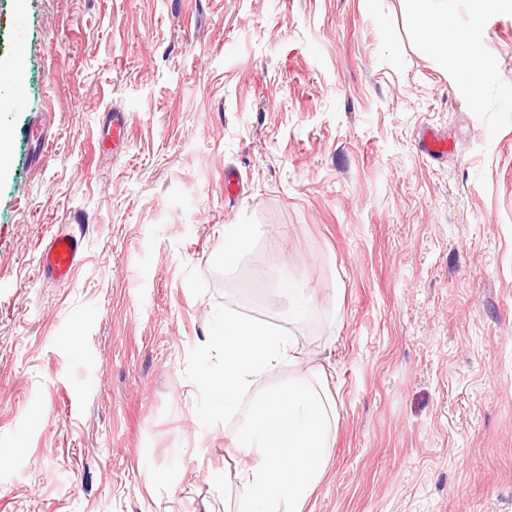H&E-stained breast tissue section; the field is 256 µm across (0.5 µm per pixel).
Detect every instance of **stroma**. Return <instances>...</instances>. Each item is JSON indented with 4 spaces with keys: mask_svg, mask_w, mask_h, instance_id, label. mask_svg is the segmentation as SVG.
Wrapping results in <instances>:
<instances>
[{
    "mask_svg": "<svg viewBox=\"0 0 512 512\" xmlns=\"http://www.w3.org/2000/svg\"><path fill=\"white\" fill-rule=\"evenodd\" d=\"M476 10L475 97L410 0H0V512L233 507L216 331L281 324L285 272L339 413L309 512H512V6ZM228 224L254 228L229 261ZM130 122L127 112L120 110H108L102 124L103 144L106 149L112 152L123 147L125 135ZM421 149L429 157L441 158L448 155L451 147L448 137L434 130H426L421 138ZM83 238L72 228L59 231L41 251L40 266L45 276L57 283L65 282L77 267Z\"/></svg>",
    "mask_w": 512,
    "mask_h": 512,
    "instance_id": "stroma-1",
    "label": "stroma"
}]
</instances>
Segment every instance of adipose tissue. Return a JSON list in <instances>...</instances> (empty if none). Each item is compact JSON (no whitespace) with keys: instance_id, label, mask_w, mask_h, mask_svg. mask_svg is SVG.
Segmentation results:
<instances>
[{"instance_id":"adipose-tissue-1","label":"adipose tissue","mask_w":512,"mask_h":512,"mask_svg":"<svg viewBox=\"0 0 512 512\" xmlns=\"http://www.w3.org/2000/svg\"><path fill=\"white\" fill-rule=\"evenodd\" d=\"M454 2L412 0L413 13L426 43L452 56L465 55L477 78L485 74L486 60L470 51L466 37L448 35ZM278 286L291 299L283 325L228 312L219 330L224 412L242 420L231 446L255 459L239 476L236 512H304L324 478L338 429L326 377L304 368L293 332L310 316L312 302L290 277H281ZM282 365L292 369L288 380L266 383V375Z\"/></svg>"}]
</instances>
